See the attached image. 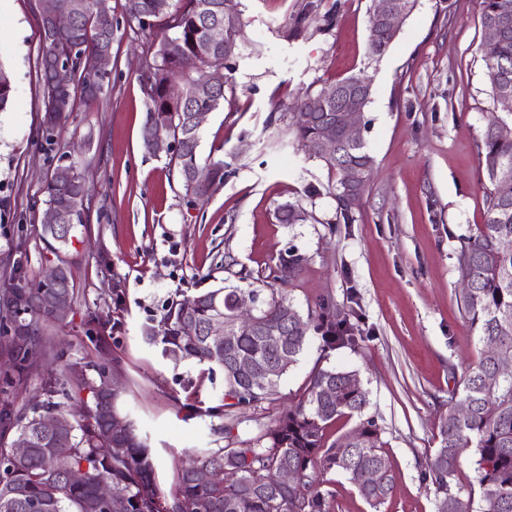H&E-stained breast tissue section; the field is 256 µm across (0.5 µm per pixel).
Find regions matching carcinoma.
Here are the masks:
<instances>
[{"mask_svg": "<svg viewBox=\"0 0 512 512\" xmlns=\"http://www.w3.org/2000/svg\"><path fill=\"white\" fill-rule=\"evenodd\" d=\"M157 0H125L127 21L139 28L157 30L143 44L139 60V83L145 98L146 116L141 129L144 149L149 138L172 139L175 149L171 161L177 168L185 197L191 202L207 200L224 183V161L201 163V134L193 130L190 114L197 108L216 111L228 101L222 84L205 87L207 75L224 68V43L211 40V26L224 22V0H169L168 8L157 12ZM482 38L478 50L486 62L492 96L499 84L493 76L512 82V30L496 37L490 28L496 18L512 16V0H480ZM111 0H85V8L74 18L72 33L65 42L57 41L49 31L41 34V81L43 90L54 86L69 99L63 112L47 113L44 132L55 127L82 105L97 100L104 89L102 81H87L80 72L81 56L89 51L112 49ZM389 45L374 21H369L368 57L381 59ZM181 78L183 96L173 99L167 93L171 78ZM353 83L371 85L364 73L326 83L317 94L329 99L318 112L308 113L305 121H294L295 139L309 157L321 161L334 174L331 185L336 198L347 190L348 168L362 173L356 186L363 193L369 183L374 158L364 143L354 145L336 134V157L327 158L312 150L326 126H337L340 111L336 89ZM16 88L9 73L0 66V112L15 97ZM499 133L485 129L480 143L484 183L485 223L461 238L456 253L461 277L469 287L461 290L459 300L470 328L482 348L474 366L463 380L460 403L468 412L460 416L448 407L440 427L439 447L428 459L423 480L436 487V512H448L454 500L456 512H473L471 497L452 491L457 448H473L483 489V512H512V372L498 371L501 354L512 355V251L501 249V242L512 240V192L504 194L495 182V169L512 168V113L497 117ZM209 170L208 187L190 188L188 179L200 167ZM63 169L71 171L64 181L53 174L42 188L44 203L62 210L67 220L81 224L87 215V200L80 193L86 178L77 161ZM42 238L53 251L65 247L71 237L52 229H43ZM305 262L300 254L279 259L268 277L286 285L297 278ZM62 282L54 288L44 281L9 288L0 295V332L7 340L4 386L0 389V512H329L321 490L317 469L334 470L347 477L360 496L373 508L387 499L393 489V474L382 451L384 442L375 420L365 416L366 392L349 385L352 372L319 368L313 372L303 396L296 405L281 413L272 425L260 430L245 446L229 444L202 450L192 456L174 475L170 498H165L157 483L154 460L133 419L122 432L111 428L110 418L123 414L118 393L109 386L107 364L95 366L98 380L72 376L63 381L48 377L40 397L18 408L10 393L15 380L21 379L31 365L33 352L47 342L41 326L55 322L46 305L53 294H63L73 302L75 288L67 268ZM236 288H216L192 299L171 303L158 329L149 330L163 345V352L200 363L224 368V415L231 416L242 407L260 408L274 400L282 376L297 361L306 345L309 331L320 333L331 346L346 342L336 309L325 302L307 315L305 329L294 330L284 323L285 315L296 312L287 294L272 290L258 309L257 321L243 325L236 321ZM218 319L232 327L224 344L216 345L207 330ZM288 363L281 366L282 355ZM239 360L273 370L265 387L256 385L251 373L236 367ZM87 390L93 406L63 409L58 398H69L72 390ZM54 416L65 422L60 431L43 427L42 419ZM357 417L349 431L329 442L327 429L337 420ZM24 438L30 447L16 452L11 434ZM112 444L115 451L105 454L101 448ZM204 466L214 480L202 483L196 476ZM238 472L236 483H224V470ZM292 470L291 485L274 486L272 472ZM73 471L84 479H69ZM107 486L121 498L107 502L98 489Z\"/></svg>", "mask_w": 512, "mask_h": 512, "instance_id": "obj_1", "label": "carcinoma"}]
</instances>
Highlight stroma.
Here are the masks:
<instances>
[{
  "label": "stroma",
  "instance_id": "1",
  "mask_svg": "<svg viewBox=\"0 0 512 512\" xmlns=\"http://www.w3.org/2000/svg\"><path fill=\"white\" fill-rule=\"evenodd\" d=\"M239 51L224 76L233 103L209 113L201 158L224 161V183L208 202L191 203L168 152L147 153L140 128L146 105L137 53L147 35L112 0L108 88L71 113L53 138L42 134L38 0H0V60L16 96L0 114V289L22 267L26 280L46 264L64 265L78 296L64 322L45 328L50 347L12 390L25 403L48 376L109 362L120 403L147 437L157 480L170 491L187 452L216 445L226 426L238 443L270 425L301 397L318 368L357 372L366 416L381 429L394 476L391 495L371 508L342 475H323L329 512H435L423 482L439 425L477 357V338L459 306L460 237L485 221L479 144L496 111L486 65L479 0H418L379 61L367 55L373 0H236ZM373 84L362 116L375 163L344 222L319 160L297 146L294 103L324 83L358 73ZM88 162L90 211L71 245L54 253L42 239L41 187L69 146ZM307 221L284 224L282 206ZM305 256L286 291L300 315L330 300L354 341L328 347L308 333L297 363L266 408L214 411L224 397L221 368L164 355L148 340L167 304L221 286L270 295L266 274L288 252ZM116 322L99 332L97 318Z\"/></svg>",
  "mask_w": 512,
  "mask_h": 512
}]
</instances>
